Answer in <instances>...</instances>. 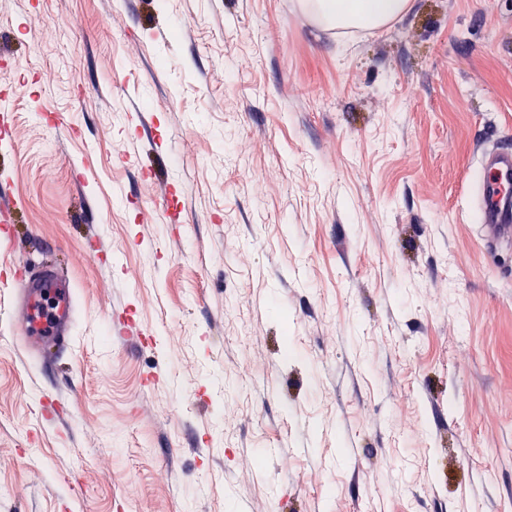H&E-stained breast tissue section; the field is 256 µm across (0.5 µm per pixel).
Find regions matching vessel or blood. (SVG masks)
<instances>
[{
  "label": "vessel or blood",
  "instance_id": "b4317fda",
  "mask_svg": "<svg viewBox=\"0 0 512 512\" xmlns=\"http://www.w3.org/2000/svg\"><path fill=\"white\" fill-rule=\"evenodd\" d=\"M481 222L495 232L498 244L512 242V146L482 153L477 181ZM23 339L38 355L66 352L72 347L76 313L72 290L48 266L34 268L15 288Z\"/></svg>",
  "mask_w": 512,
  "mask_h": 512
}]
</instances>
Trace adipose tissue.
<instances>
[{
	"label": "adipose tissue",
	"instance_id": "1",
	"mask_svg": "<svg viewBox=\"0 0 512 512\" xmlns=\"http://www.w3.org/2000/svg\"><path fill=\"white\" fill-rule=\"evenodd\" d=\"M316 15L330 28H378L406 12L411 0H314Z\"/></svg>",
	"mask_w": 512,
	"mask_h": 512
}]
</instances>
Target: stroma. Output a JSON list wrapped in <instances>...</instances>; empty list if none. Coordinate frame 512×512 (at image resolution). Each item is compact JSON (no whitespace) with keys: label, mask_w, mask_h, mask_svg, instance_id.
Listing matches in <instances>:
<instances>
[{"label":"stroma","mask_w":512,"mask_h":512,"mask_svg":"<svg viewBox=\"0 0 512 512\" xmlns=\"http://www.w3.org/2000/svg\"><path fill=\"white\" fill-rule=\"evenodd\" d=\"M5 88L0 512H512V0H0ZM315 15L330 28H378L397 19L412 0H309ZM477 181L481 223L495 231L492 244L512 240V146L487 150L479 158ZM46 297L54 301L49 315L42 312ZM16 307L22 318L23 339L36 355L67 352L72 347V324L76 313L72 289L48 266L34 268L15 288Z\"/></svg>","instance_id":"1"}]
</instances>
